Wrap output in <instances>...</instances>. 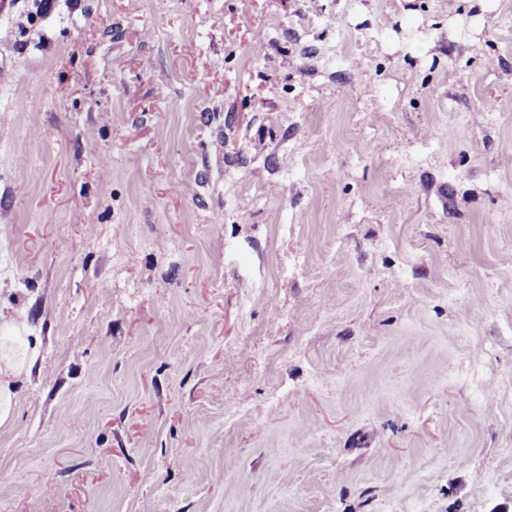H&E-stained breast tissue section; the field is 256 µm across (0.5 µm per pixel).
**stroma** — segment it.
Instances as JSON below:
<instances>
[{
	"instance_id": "stroma-1",
	"label": "stroma",
	"mask_w": 512,
	"mask_h": 512,
	"mask_svg": "<svg viewBox=\"0 0 512 512\" xmlns=\"http://www.w3.org/2000/svg\"><path fill=\"white\" fill-rule=\"evenodd\" d=\"M0 512H512V0H0ZM26 325L17 318L0 314V426L10 424L15 415L18 390L14 382L36 359L29 348Z\"/></svg>"
}]
</instances>
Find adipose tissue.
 <instances>
[{"mask_svg": "<svg viewBox=\"0 0 512 512\" xmlns=\"http://www.w3.org/2000/svg\"><path fill=\"white\" fill-rule=\"evenodd\" d=\"M25 332L24 322L0 315V426L13 421L18 402L15 381L36 359Z\"/></svg>", "mask_w": 512, "mask_h": 512, "instance_id": "ef3b65f1", "label": "adipose tissue"}]
</instances>
